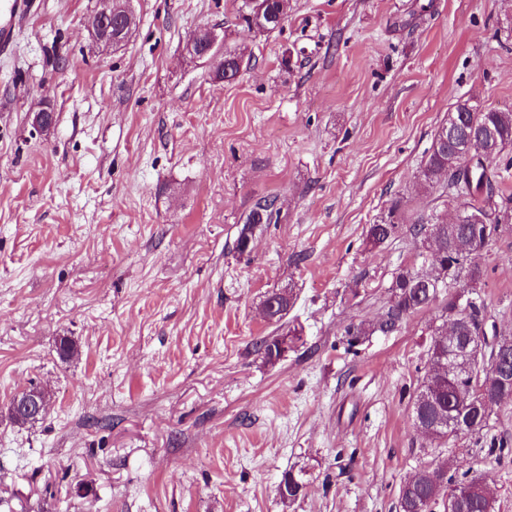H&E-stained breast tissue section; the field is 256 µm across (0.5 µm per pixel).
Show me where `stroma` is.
Instances as JSON below:
<instances>
[{"label": "stroma", "mask_w": 512, "mask_h": 512, "mask_svg": "<svg viewBox=\"0 0 512 512\" xmlns=\"http://www.w3.org/2000/svg\"><path fill=\"white\" fill-rule=\"evenodd\" d=\"M96 2L35 0L0 57V512H398L419 466L462 456L512 512V450L488 457L512 406L451 448L412 425L436 311L344 336L397 268L434 270L409 234L367 230L395 203L452 219L420 170L457 100L512 107V0H290L269 34L244 0H130L117 50L90 37ZM202 26L244 53L234 81L186 54ZM264 197L278 218L238 254ZM482 262L486 322L512 334V231ZM288 287L268 364L260 305ZM33 386L48 409L15 424ZM287 347V336L264 337L256 342L257 351L263 354L266 362L270 364L279 361ZM303 475L302 470H299L297 473L293 470H288V472L284 473L278 485V495L283 504L294 503L304 494L307 483Z\"/></svg>", "instance_id": "35a3bbf8"}]
</instances>
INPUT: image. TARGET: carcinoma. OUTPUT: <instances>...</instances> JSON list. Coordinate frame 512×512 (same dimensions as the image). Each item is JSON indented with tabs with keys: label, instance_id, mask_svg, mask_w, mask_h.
Segmentation results:
<instances>
[{
	"label": "carcinoma",
	"instance_id": "carcinoma-1",
	"mask_svg": "<svg viewBox=\"0 0 512 512\" xmlns=\"http://www.w3.org/2000/svg\"><path fill=\"white\" fill-rule=\"evenodd\" d=\"M289 0H258V7L248 6L244 21L248 28L258 33H271L282 27L288 17ZM204 61L213 63L215 76L229 81L241 71L244 55L211 53ZM458 120L460 135L473 138L472 144L479 146L474 154L482 157L486 164L470 165V160L456 152V146L448 139V125ZM512 146V109H490L476 97L456 103L448 112V118L436 129L429 154L421 169V187L432 191L442 187L448 197L459 201L456 222L450 224L434 217H416L408 232L419 241L422 251L430 253L443 268L441 279L431 281L426 274L413 267H400L395 272L391 296L384 312L373 323H360L345 329L348 347L353 348L362 340L377 332L388 334L400 327L403 320L416 312L437 308L447 321L431 330L427 362H432L448 345L440 340L444 328L456 321L463 322V335L478 332L484 324L482 302L469 297L483 280L485 270L479 258L487 250L503 228V223L512 220V213L494 201L495 177L488 166L506 148ZM397 207H392L386 220L371 224L367 237L373 245H381L399 236L403 225L399 224ZM277 215L276 199L257 202L248 213L240 228L236 249L239 254L249 250L247 243L255 235L257 227L270 224ZM293 304L290 289H281L267 294L262 301V314L269 322L278 323L288 314ZM288 347L287 337L262 338L256 342L257 351L266 362L274 364L281 359ZM481 384L489 394L492 404L484 407L481 402L461 399L457 388L465 382H456L452 377L431 381L422 377L412 403V424L435 427L438 421L448 416L462 418L465 435H479L488 429L490 416L496 409L512 403V398H501L502 390L493 370L483 373ZM462 471V479L448 476V470ZM470 462L455 458L449 462L428 463L404 482L399 490V512H433L436 506L445 507L446 500L471 483L475 476ZM303 472L292 470L284 473L278 495L282 503L290 504L305 492ZM494 502L480 495H470L463 512H494Z\"/></svg>",
	"mask_w": 512,
	"mask_h": 512
}]
</instances>
